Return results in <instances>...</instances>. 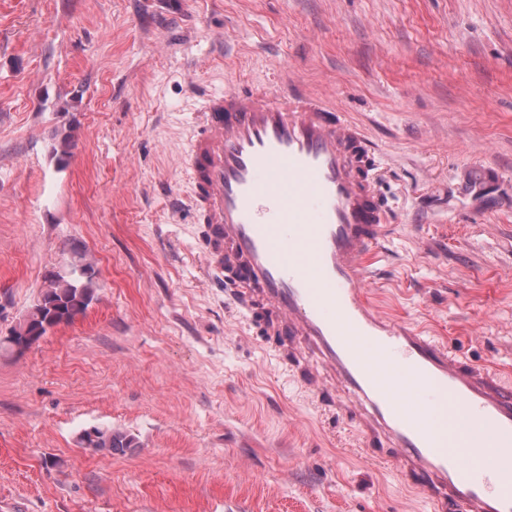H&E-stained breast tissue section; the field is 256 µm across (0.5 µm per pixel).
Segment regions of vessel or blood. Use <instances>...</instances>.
<instances>
[{"instance_id": "vessel-or-blood-1", "label": "vessel or blood", "mask_w": 512, "mask_h": 512, "mask_svg": "<svg viewBox=\"0 0 512 512\" xmlns=\"http://www.w3.org/2000/svg\"><path fill=\"white\" fill-rule=\"evenodd\" d=\"M375 164L361 130L301 89L206 96L187 151L206 253L242 309L265 311L287 365L307 362L313 385L341 389L336 408L392 449L435 512H512V385L367 299L388 220ZM354 336L417 379L430 403L396 404ZM436 402L452 406L444 439L427 425Z\"/></svg>"}]
</instances>
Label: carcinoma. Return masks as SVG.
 I'll return each mask as SVG.
<instances>
[{"instance_id":"1","label":"carcinoma","mask_w":512,"mask_h":512,"mask_svg":"<svg viewBox=\"0 0 512 512\" xmlns=\"http://www.w3.org/2000/svg\"><path fill=\"white\" fill-rule=\"evenodd\" d=\"M98 288L94 260L84 248L72 247L64 262L45 274L36 301L11 328L9 336L0 339V350L14 351L13 340L33 332L37 343L51 329L73 322L86 313ZM77 444L96 454H121L136 447V437L127 430L99 423L81 429Z\"/></svg>"}]
</instances>
